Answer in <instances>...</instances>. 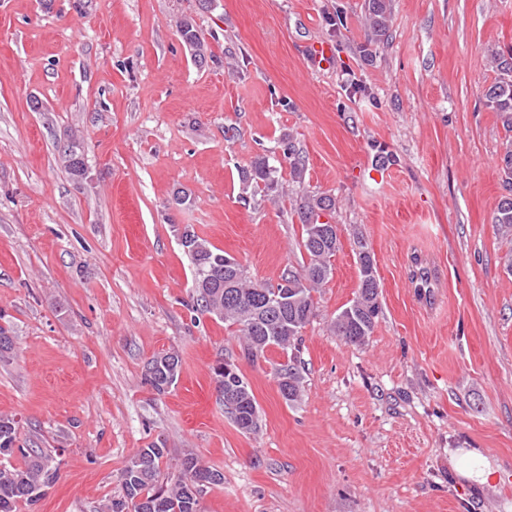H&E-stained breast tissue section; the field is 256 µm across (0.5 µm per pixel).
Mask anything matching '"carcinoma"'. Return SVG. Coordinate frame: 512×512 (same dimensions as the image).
I'll list each match as a JSON object with an SVG mask.
<instances>
[{"label":"carcinoma","mask_w":512,"mask_h":512,"mask_svg":"<svg viewBox=\"0 0 512 512\" xmlns=\"http://www.w3.org/2000/svg\"><path fill=\"white\" fill-rule=\"evenodd\" d=\"M390 12L387 0H365L364 26L376 43L388 40ZM182 42L193 52L196 65L208 63L207 45L193 20L185 19L178 28ZM497 77L486 89V105L495 112L508 115L512 125V49L492 56ZM65 167L77 185L87 179L83 143L70 138L62 151ZM283 157L288 160L291 173L301 177L304 165L299 152L286 143ZM279 169L270 165L269 158H256L250 168L241 172L243 189L269 195L279 185ZM334 200L325 196H308L299 204L298 217L302 226V247L307 256L302 272L290 271L281 277L284 287L279 294L265 287V283L240 277L224 264V251L210 245L193 228L187 226L190 245L185 254L194 272L192 310L209 314L239 326L247 356L256 358L271 346L283 351L298 339L314 313L312 291L322 287L331 274L330 258L339 248L337 228H331V242L325 246L311 243L314 220L334 209ZM493 223L512 232V197L499 204ZM360 285L359 294L344 308L334 321L336 335L345 342L362 344L373 333L375 319L380 311L379 284L375 275L374 259L367 245L357 241ZM283 299L280 313L270 317L267 307L272 296ZM180 358L175 352L160 353L148 361L145 380L157 393L166 392L179 374ZM278 386L288 402L296 401L303 389V377L296 357L289 356L278 364ZM217 388L221 393L232 392L224 398V409L242 431L250 433L258 428L259 411L249 383L239 369L220 362L213 367ZM16 422L0 415V459H9L18 452L24 465L17 467L0 462V512H17V504H34L42 499L46 489L55 482L57 466L49 463L51 456L38 448H17ZM167 454L164 443L154 442L130 459L120 474L122 496L110 498L102 504L101 512H199V497L204 486L222 482L223 475L204 465L200 459L187 453L176 463V479L160 480V462ZM206 478V485L198 486L195 479Z\"/></svg>","instance_id":"obj_1"}]
</instances>
